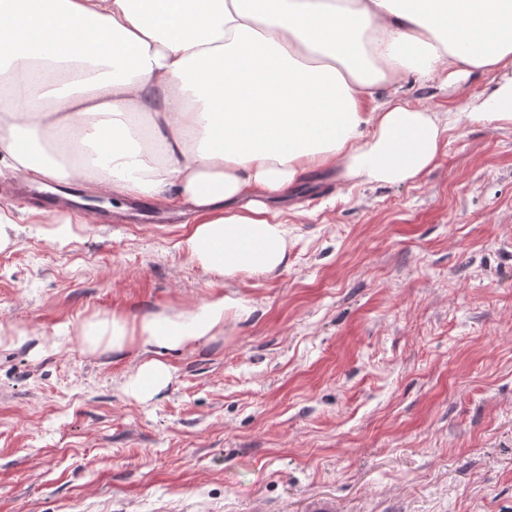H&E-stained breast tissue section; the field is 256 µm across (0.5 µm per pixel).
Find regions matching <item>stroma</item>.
I'll list each match as a JSON object with an SVG mask.
<instances>
[{
  "instance_id": "1",
  "label": "stroma",
  "mask_w": 512,
  "mask_h": 512,
  "mask_svg": "<svg viewBox=\"0 0 512 512\" xmlns=\"http://www.w3.org/2000/svg\"><path fill=\"white\" fill-rule=\"evenodd\" d=\"M495 85L404 74L453 111L437 161L403 184L336 173L288 192V262L225 279L182 215L105 198L90 224L14 223L0 249V512H512V124L466 113ZM237 298L213 336L166 353L140 400L138 346L85 326Z\"/></svg>"
}]
</instances>
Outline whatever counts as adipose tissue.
I'll use <instances>...</instances> for the list:
<instances>
[{
  "mask_svg": "<svg viewBox=\"0 0 512 512\" xmlns=\"http://www.w3.org/2000/svg\"><path fill=\"white\" fill-rule=\"evenodd\" d=\"M0 158L31 182L93 181L188 215L189 255L221 277L287 261L285 190L337 171L414 180L448 130L382 87L410 72H492L473 122L512 123V0H0ZM224 296L139 322L131 384L167 387L163 353L209 336Z\"/></svg>",
  "mask_w": 512,
  "mask_h": 512,
  "instance_id": "adipose-tissue-1",
  "label": "adipose tissue"
}]
</instances>
